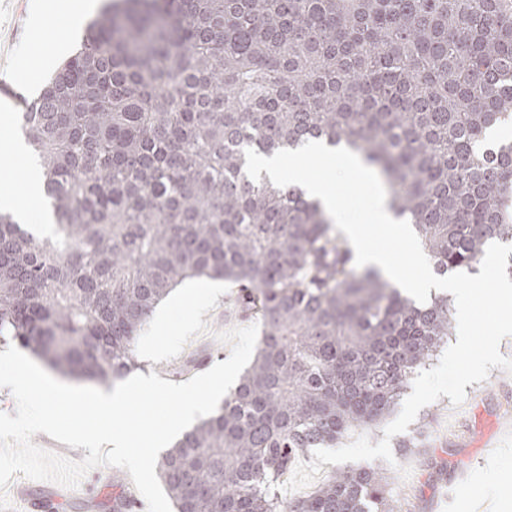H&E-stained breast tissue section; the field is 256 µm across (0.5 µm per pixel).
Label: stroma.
Wrapping results in <instances>:
<instances>
[{"mask_svg": "<svg viewBox=\"0 0 512 512\" xmlns=\"http://www.w3.org/2000/svg\"><path fill=\"white\" fill-rule=\"evenodd\" d=\"M30 0H0V85L34 95L44 85L28 73L11 68L15 46L28 42L35 53H43L67 32L65 11L43 16L39 26L29 21ZM16 123L0 111V189L18 188L24 161L8 144L16 137ZM208 278H194L177 286L176 300L167 301L164 319L149 318L141 339H153L162 349L158 359L141 365L142 374L157 373L162 379L181 383L227 360L230 347L218 342L216 332L259 323L257 313L244 311L239 300L242 288L225 282L223 293L206 308L198 300L208 290ZM466 398L453 407L449 397L422 408L405 436L424 432L426 445L405 448L403 436L391 440L395 466L386 477L395 500L405 512H461V487L474 495H495L512 512V375L491 369L485 382L466 386ZM409 476H402V469ZM116 474L119 484L107 486L106 477ZM133 494L136 488L124 469L103 466L89 471L77 489L78 508L60 507L58 512H108L106 504L116 492Z\"/></svg>", "mask_w": 512, "mask_h": 512, "instance_id": "obj_1", "label": "stroma"}]
</instances>
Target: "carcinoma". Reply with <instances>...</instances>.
I'll return each mask as SVG.
<instances>
[{
	"label": "carcinoma",
	"mask_w": 512,
	"mask_h": 512,
	"mask_svg": "<svg viewBox=\"0 0 512 512\" xmlns=\"http://www.w3.org/2000/svg\"><path fill=\"white\" fill-rule=\"evenodd\" d=\"M512 0H125L27 101L54 232L0 211V343L108 383L188 277L247 287L257 354L159 463L176 512H401L378 466L283 495L311 448L389 415L452 327L355 255L320 201L248 174L310 141L381 178L439 275L512 241Z\"/></svg>",
	"instance_id": "1"
}]
</instances>
